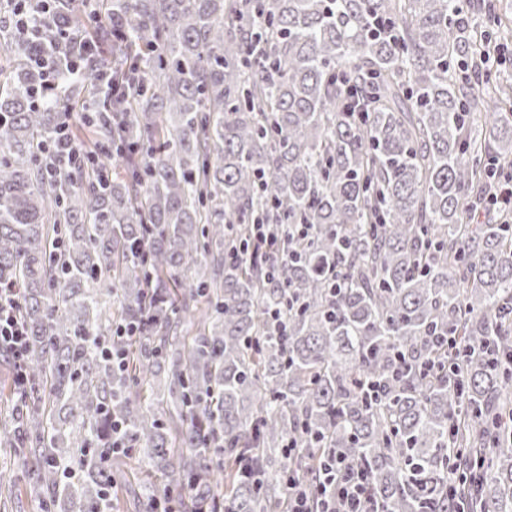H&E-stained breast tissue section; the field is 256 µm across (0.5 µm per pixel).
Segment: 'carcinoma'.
Returning <instances> with one entry per match:
<instances>
[{
  "label": "carcinoma",
  "mask_w": 512,
  "mask_h": 512,
  "mask_svg": "<svg viewBox=\"0 0 512 512\" xmlns=\"http://www.w3.org/2000/svg\"><path fill=\"white\" fill-rule=\"evenodd\" d=\"M78 2L40 44L120 20L130 58L38 103L39 44L0 55V288L27 330L0 438L36 505L279 512L339 451L385 512H512V224L470 223L512 165V88L478 68L492 0ZM123 66L140 81L115 115L100 74ZM75 102L148 160L47 178L37 144ZM255 224L286 242L272 276Z\"/></svg>",
  "instance_id": "cac0c4a2"
}]
</instances>
